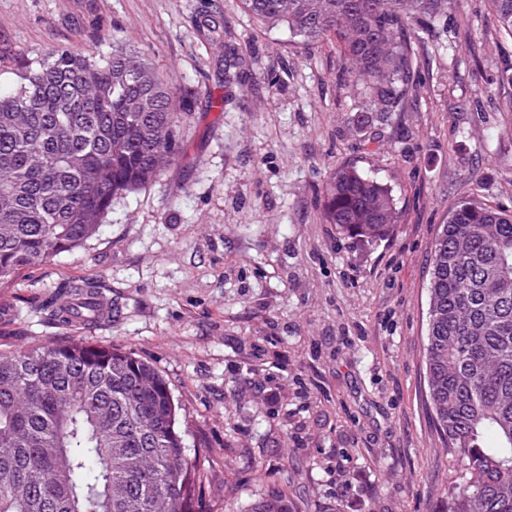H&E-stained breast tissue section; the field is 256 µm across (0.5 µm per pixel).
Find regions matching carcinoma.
<instances>
[{"instance_id":"carcinoma-1","label":"carcinoma","mask_w":512,"mask_h":512,"mask_svg":"<svg viewBox=\"0 0 512 512\" xmlns=\"http://www.w3.org/2000/svg\"><path fill=\"white\" fill-rule=\"evenodd\" d=\"M268 28L330 42L364 112L388 119L416 96L414 25L437 34L460 0H241ZM512 38V0H491ZM512 112V64L497 78ZM175 90L140 51L56 48L0 88V285L91 239L112 201L154 181L178 149ZM324 220L390 235L392 191L352 165L325 188ZM427 393L460 462L448 512H512V211L464 200L439 226L429 271ZM49 319L74 314L56 296ZM164 377L133 352L81 338L0 351V512H199L197 456ZM248 512H292L280 492Z\"/></svg>"}]
</instances>
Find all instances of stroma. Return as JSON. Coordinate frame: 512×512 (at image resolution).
I'll return each instance as SVG.
<instances>
[{"label": "stroma", "mask_w": 512, "mask_h": 512, "mask_svg": "<svg viewBox=\"0 0 512 512\" xmlns=\"http://www.w3.org/2000/svg\"><path fill=\"white\" fill-rule=\"evenodd\" d=\"M116 43L177 88L179 154L81 248L0 287V350L82 337L152 363L202 451L205 512L270 491L293 512H444L459 466L427 398L432 245L461 200L512 211L496 84L512 43L491 0H462L445 36L416 29V107L360 131L336 49L295 43L240 0H0V84L55 47ZM343 164L391 188L388 238L325 223ZM85 281L110 319L48 321L43 300Z\"/></svg>", "instance_id": "stroma-1"}]
</instances>
